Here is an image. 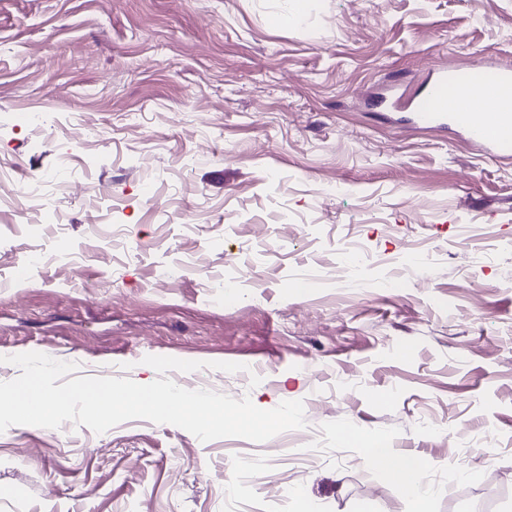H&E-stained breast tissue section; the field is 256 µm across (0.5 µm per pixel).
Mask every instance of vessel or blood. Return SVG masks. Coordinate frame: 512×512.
Returning <instances> with one entry per match:
<instances>
[{"mask_svg":"<svg viewBox=\"0 0 512 512\" xmlns=\"http://www.w3.org/2000/svg\"><path fill=\"white\" fill-rule=\"evenodd\" d=\"M415 117L426 128L450 124L468 129L490 154L512 147V67L497 66L492 79L440 71L427 94L416 100Z\"/></svg>","mask_w":512,"mask_h":512,"instance_id":"1","label":"vessel or blood"}]
</instances>
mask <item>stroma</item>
I'll use <instances>...</instances> for the list:
<instances>
[{
  "label": "stroma",
  "mask_w": 512,
  "mask_h": 512,
  "mask_svg": "<svg viewBox=\"0 0 512 512\" xmlns=\"http://www.w3.org/2000/svg\"><path fill=\"white\" fill-rule=\"evenodd\" d=\"M461 63L512 64V0H0V382L40 352L307 422L13 426L0 512H417L375 437L430 463L428 512H512V150L410 120ZM63 166L49 224L26 190ZM408 247L429 281L381 287ZM230 251L252 275L222 296Z\"/></svg>",
  "instance_id": "35a3bbf8"
}]
</instances>
